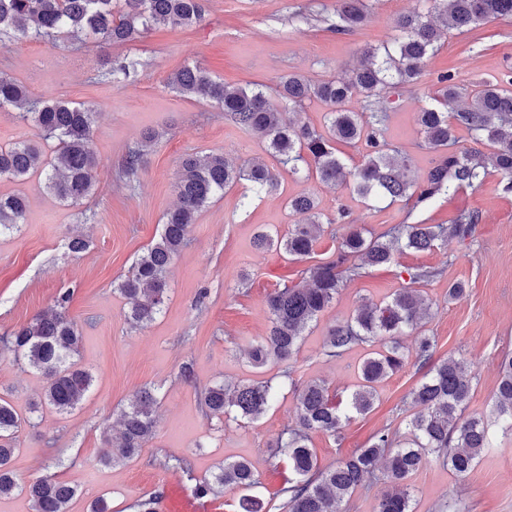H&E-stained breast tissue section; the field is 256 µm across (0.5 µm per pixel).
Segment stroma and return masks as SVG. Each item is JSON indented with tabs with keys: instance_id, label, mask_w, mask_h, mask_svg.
Returning <instances> with one entry per match:
<instances>
[{
	"instance_id": "obj_1",
	"label": "stroma",
	"mask_w": 512,
	"mask_h": 512,
	"mask_svg": "<svg viewBox=\"0 0 512 512\" xmlns=\"http://www.w3.org/2000/svg\"><path fill=\"white\" fill-rule=\"evenodd\" d=\"M369 4L368 21L350 34L333 29L336 0H207L201 24L160 26L137 42L104 52L91 42L74 48L63 38L0 46V76L15 79L32 97L95 106L94 147L100 160L92 197L77 205L57 199L39 174L22 183L0 181V194L20 193L28 201L19 230L0 236V335L29 322L59 292L70 291L68 313L82 336L78 361L94 377L75 412L38 410L34 404L43 392V377L10 353H0V396L20 414L33 412L38 418L36 427L19 434L13 467L20 483L51 475L79 485L82 493L69 512H89L98 496L106 498L111 512H132L136 500L155 491L175 488L195 497L198 481L211 477L225 460L245 458L261 475L259 495L266 512H277L288 471L273 469L268 458L278 435L296 422L294 394L279 390L273 407L254 422L208 420L200 399L215 382L268 379L280 370L276 364L252 367L245 350L267 331V294L276 284L297 282L305 264L275 250L257 251L253 238L260 228L283 232L296 223L286 199L301 194L315 197L324 218L340 217L375 233L400 222L448 224L464 210L477 212L480 219L470 239L452 238L427 252L404 251L394 266L347 282L308 329L294 361L296 378L323 380L336 394L349 393L366 348L326 356L327 328L351 315L361 301H382L402 287L400 269L432 267L440 275L425 287L433 308L422 331L436 340L435 358L455 355L471 365L475 379L468 411L489 414L500 360L512 352V190L495 173L481 186L441 194L417 207L406 200H365L346 185L286 175L280 193L245 208L237 186L199 213L188 246L169 268L168 300L155 322L132 328L127 301L116 290L177 202L182 156L221 153L237 163L256 160L279 167L259 136L237 128L213 104L171 91L170 74L197 63L226 86L258 85L271 97L278 78L290 73L315 81L344 75L361 50L389 43L400 15L428 7L426 0ZM103 54L137 59L136 76L122 84L100 81ZM454 72L472 89L489 79L512 77V19L490 22L476 36L445 38L417 86L397 85L381 94L379 105L389 114L385 137L409 157L411 178L422 179L435 159L422 145L415 114L439 76ZM149 127L161 138L145 156L136 182H127L119 174L122 157ZM75 235L89 239L87 251L67 250L66 239ZM456 281L465 282L467 294L452 302L448 286ZM186 365L192 370L188 379L181 374ZM422 377L417 366L407 365L380 384L372 411L347 423L340 439L313 434L319 463L335 464L368 446L382 428L404 439L414 412L409 393ZM145 386L157 388L160 397L154 438L138 459L103 464L109 451L104 423L114 422L119 409ZM168 456L186 459L190 474L160 467V459ZM410 484L415 512H512V437H497L466 476H455L431 458Z\"/></svg>"
}]
</instances>
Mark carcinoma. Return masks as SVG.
Listing matches in <instances>:
<instances>
[{
    "mask_svg": "<svg viewBox=\"0 0 512 512\" xmlns=\"http://www.w3.org/2000/svg\"><path fill=\"white\" fill-rule=\"evenodd\" d=\"M427 12L403 15L397 21L399 36L386 46L366 48L359 65L344 77L314 82L301 74L278 79L276 95L294 109L292 115L276 107L258 89L233 88L215 80L197 64L173 72L168 87L184 97H199L216 105L224 116L245 132L259 135L267 150L293 175L314 173L334 185L352 184L361 198L414 200L419 206L441 193L481 185L491 172L507 180L512 189V89L501 82L486 81L469 93L455 74L439 77L441 87L432 102L415 115L425 147L438 153L422 183L404 174L409 158L387 142L385 112H351L346 103L359 97L365 107L395 84H415L427 61L441 47L443 36L455 31L467 34L499 18H512V0H430ZM205 0H0V35L14 42L30 39L53 41L63 34L70 44L89 41L106 49L114 44L138 41L149 29L162 24L192 26L205 17ZM369 16L366 0H336L339 34L361 28ZM101 76L123 83L138 71L133 58L101 59ZM317 99L329 109L326 130L320 131L299 119L306 102ZM18 110V118L31 121L47 141L54 142L51 155L36 145L20 141L0 147V180L24 181L40 170L51 193L64 202L79 203L93 193V171L98 158L93 149L96 112L84 104L59 99L32 98L11 77L0 76V109ZM465 129L474 147L462 149L455 131ZM159 132L146 130L140 142L128 148L122 174L132 182L148 148ZM364 142L363 161L351 167L336 144ZM247 183L255 193L279 190V175L260 163L232 164L222 154L203 158L187 154L180 160L176 182L177 206L167 213L159 237L138 256L117 290L128 301V322L143 327L153 322L165 307L167 274L174 258L187 244L189 229L198 214L216 195ZM288 210L302 216L283 235L260 232L256 246L276 249L291 260L314 253L325 233L317 202L311 196L287 200ZM27 209L20 194L0 195V235L22 223ZM479 215L461 212L452 224H395L386 232L366 234L357 224L346 225L336 248V259L301 271L297 284L283 283L266 296L270 327L266 336L251 345L247 355L255 368L281 363L280 385L290 387L297 399V421L283 432L270 453L273 468H288V486L280 490L283 512H341L340 505L370 478L383 471L388 489L378 512H414L409 484L429 457L441 460L455 475L468 474L491 447V426L512 435V356L502 359L499 382L490 415L466 413L473 387V373L452 355L433 360L435 341L416 337L410 350H403L399 337L422 327L432 302L418 288L438 275L430 267L408 268L409 281L387 301L364 302L347 319L327 329L324 352L337 357L354 346L370 352L358 366L359 383L342 401L323 380L298 384L291 363L308 327L336 300L345 283L363 277L373 267L391 265L405 250L427 251L454 236L465 240L474 235ZM71 294H58L54 305L39 312L25 325L0 337V348L18 362L38 371L46 380L40 404L59 414L75 410L88 393L93 376L79 366L80 332L67 313ZM427 369L423 380L410 393L419 411L408 422V438L395 440L384 428L365 448L357 449L334 466L322 467L312 448V434L334 437L355 415L372 410L377 386L401 370L408 361ZM279 385L273 380L234 384L217 382L204 394L205 415L221 419L256 421L272 407ZM159 398L155 389L144 387L120 411V432L111 438L112 426L104 424L102 435L112 442V454L104 464H120L137 458L155 436V413ZM33 427L12 404L0 396V497L21 492L32 502L34 512H68L69 503L80 494L77 486L52 476H41L26 485L15 476L13 460L18 451V432ZM242 492L237 512H262L263 502L254 494L262 486L260 475L247 460L224 461L212 479L196 484L200 495L214 487Z\"/></svg>",
    "mask_w": 512,
    "mask_h": 512,
    "instance_id": "1",
    "label": "carcinoma"
}]
</instances>
